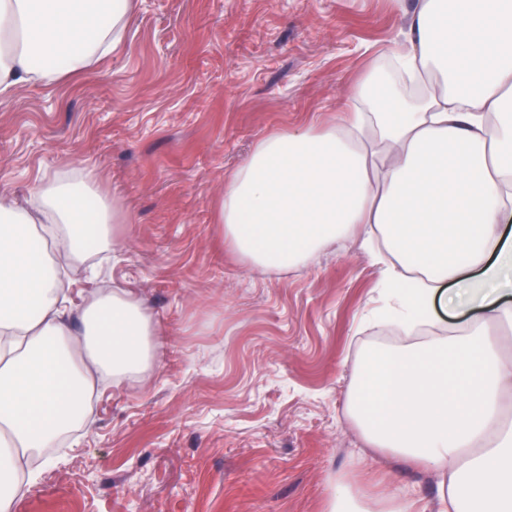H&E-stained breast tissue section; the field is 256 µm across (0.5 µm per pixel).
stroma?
Masks as SVG:
<instances>
[{
	"mask_svg": "<svg viewBox=\"0 0 512 512\" xmlns=\"http://www.w3.org/2000/svg\"><path fill=\"white\" fill-rule=\"evenodd\" d=\"M139 0L121 44L0 100V190L87 168L124 201L101 275L160 327L161 359L97 383L89 427L39 458L16 512H323L337 473L430 498L429 476L371 453L346 415L377 325L380 268L360 245L270 274L225 245L224 186L261 139L328 123L414 0Z\"/></svg>",
	"mask_w": 512,
	"mask_h": 512,
	"instance_id": "35a3bbf8",
	"label": "stroma"
}]
</instances>
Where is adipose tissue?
I'll return each instance as SVG.
<instances>
[{
	"mask_svg": "<svg viewBox=\"0 0 512 512\" xmlns=\"http://www.w3.org/2000/svg\"><path fill=\"white\" fill-rule=\"evenodd\" d=\"M136 0H0V94L53 83L117 44ZM403 40L367 69L338 123L259 141L224 187L218 221L244 260L283 271L379 237L400 323L438 306L472 327L363 353L346 408L367 448L436 480V497H370L337 477L325 512H512V0H417ZM121 200L91 171L0 191V512L29 488L27 457L82 425L97 380L157 359L158 328L113 288L65 307L59 266L112 249ZM55 251H48V244Z\"/></svg>",
	"mask_w": 512,
	"mask_h": 512,
	"instance_id": "ef3b65f1",
	"label": "adipose tissue"
}]
</instances>
